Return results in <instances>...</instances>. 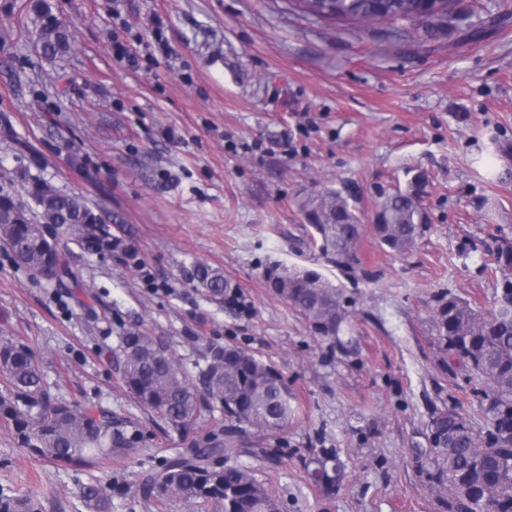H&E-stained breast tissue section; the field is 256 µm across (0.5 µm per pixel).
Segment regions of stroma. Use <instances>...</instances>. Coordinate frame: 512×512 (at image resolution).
<instances>
[{
  "mask_svg": "<svg viewBox=\"0 0 512 512\" xmlns=\"http://www.w3.org/2000/svg\"><path fill=\"white\" fill-rule=\"evenodd\" d=\"M50 2L70 31L56 60L38 50L36 0H0V187L17 193L21 171L43 175L84 196L122 245L93 255L55 230L67 289L0 248V339L28 347L52 389L140 434L97 472L124 485L110 512H217L137 489L144 469L216 423L189 439L164 433L114 362L131 328L161 337L189 371L215 342L284 374L292 422L276 436L246 429L238 458L284 512H436L410 448L432 405L485 421L479 380L442 362L436 307L449 295L486 317L498 299L494 252L512 240V15L500 0H459L480 37L451 28L422 44L379 25L336 28L289 0ZM414 171L428 177L429 224L397 255L379 246L374 217ZM324 188L356 198L350 273L309 246L300 203ZM197 261L223 271L240 306L190 282ZM275 262L344 285L343 347L267 288ZM321 447L345 464L330 498L301 466ZM0 487L43 512H86L74 472L31 456L1 421Z\"/></svg>",
  "mask_w": 512,
  "mask_h": 512,
  "instance_id": "1",
  "label": "stroma"
}]
</instances>
